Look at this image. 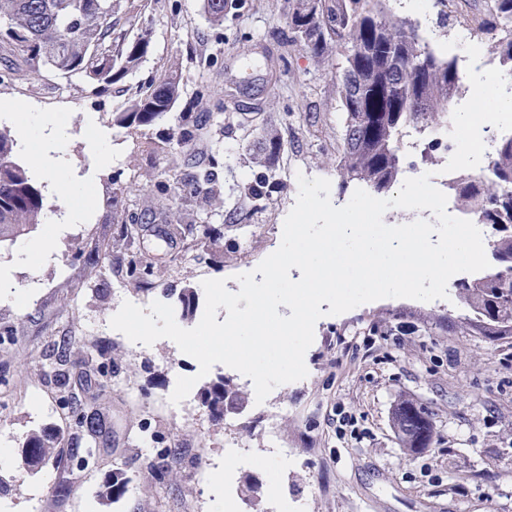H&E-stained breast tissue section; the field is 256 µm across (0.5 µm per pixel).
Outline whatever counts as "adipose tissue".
<instances>
[{"instance_id": "1", "label": "adipose tissue", "mask_w": 512, "mask_h": 512, "mask_svg": "<svg viewBox=\"0 0 512 512\" xmlns=\"http://www.w3.org/2000/svg\"><path fill=\"white\" fill-rule=\"evenodd\" d=\"M0 117L14 123L24 153L32 154L42 179L59 190L65 203L62 219L50 222L47 233L21 243L18 253L24 264L34 266L52 253L62 228L86 223L97 200L93 175L73 178L66 160L70 125L54 112H20L14 104L0 103Z\"/></svg>"}]
</instances>
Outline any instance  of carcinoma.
<instances>
[{
	"label": "carcinoma",
	"mask_w": 512,
	"mask_h": 512,
	"mask_svg": "<svg viewBox=\"0 0 512 512\" xmlns=\"http://www.w3.org/2000/svg\"><path fill=\"white\" fill-rule=\"evenodd\" d=\"M490 5L474 32L489 38L488 53L499 68L512 72V0H489ZM441 0L436 24L446 29L458 20ZM227 0H204L208 22L224 28ZM130 0H0V42L18 45L27 54L31 71L46 68L65 79L77 77L100 90L121 81L148 54L145 34L126 39L117 15L133 19ZM286 43H302L316 59L337 54L344 58L338 96L343 116V145L336 155L338 197L361 188L373 195L386 193L408 169L435 164L442 150L433 138L464 87L455 57L436 53L408 17L393 13L385 0H291ZM181 95L180 77L167 74L137 95L129 108L113 117V125L129 129L150 127L165 117ZM200 116L167 137L181 146L204 127ZM410 132L423 139L421 149L406 162L400 140ZM282 149L279 128L267 123L258 141L255 159L277 158ZM17 142L0 130V244L14 242L38 223L42 195L28 170L20 164ZM211 174L187 173L175 185L161 184L164 191L187 188L207 192ZM276 185L273 167L253 174L241 183V192L253 205L270 201ZM456 208L476 210L481 223L490 226L488 247L495 266L490 272L454 280L457 296L472 316L462 326L494 340L512 339V138L497 141L488 182L478 187L467 173L448 188ZM197 292L185 288L179 296L186 317L193 316ZM201 403L215 419L224 418V406L239 407L244 394L224 378L201 393ZM391 422L402 447L411 452L438 442L431 414L410 399L401 400ZM95 432L94 422L81 417L75 431L57 429L23 435L19 450L24 468L41 470L62 463L61 441H85ZM94 448L71 449L72 468L89 466ZM112 498L125 495L123 472L112 473L104 484Z\"/></svg>",
	"instance_id": "cac0c4a2"
}]
</instances>
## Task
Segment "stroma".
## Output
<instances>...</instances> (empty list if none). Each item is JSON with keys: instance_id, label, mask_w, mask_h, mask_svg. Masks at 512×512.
<instances>
[{"instance_id": "obj_1", "label": "stroma", "mask_w": 512, "mask_h": 512, "mask_svg": "<svg viewBox=\"0 0 512 512\" xmlns=\"http://www.w3.org/2000/svg\"><path fill=\"white\" fill-rule=\"evenodd\" d=\"M137 31L151 41L148 56L105 93L80 79L41 70L14 75L26 54L0 48V101L20 109L61 112L70 123L67 159L85 175L84 114H93L112 139V163L99 176V200L91 220L68 226L51 258L16 267L15 247L0 244V272L18 285L35 284L26 309L0 301V443L16 445L26 432L68 430L65 415L92 418L97 464L84 480L68 467L31 473L13 460L0 475L13 487L0 495L6 512H213L209 475L224 472V494L240 512H279L270 496L277 483L297 512H512V347L461 332L467 315L457 297L433 302L385 298L318 320L305 353L307 376L276 388L263 403L251 397V381L217 364L188 397L170 401L178 377L197 376V361L161 339L132 345L109 325L123 302L148 307L176 293L222 279L238 290L237 274L252 271L280 242L297 184L279 186L262 209L240 195L237 184L253 173L250 156L261 137L242 141L224 128L230 112L278 120L284 148L274 168L288 166L307 178L336 181L333 160L342 144L336 96L341 57L321 61L300 45H283L288 0H233L223 30L209 25L203 0H134ZM169 70L182 92L171 113L135 129L113 126L141 89ZM202 110L213 119L178 150L158 149L183 113ZM191 171H214V197L206 208L196 198L159 194L156 186L172 161ZM142 227L123 239L125 224ZM210 224L214 240L195 238L192 226ZM150 256L140 277L127 257ZM67 342L70 363L96 345L105 353L101 373L63 389L49 374L53 349ZM225 377L246 391L243 407L214 420L200 393ZM411 399L433 412L440 442L406 453L392 427L396 404ZM353 419L343 423V416ZM147 428L171 445L157 460L136 441ZM289 449L287 470L268 464ZM236 462L225 466L224 453ZM159 461L165 481L152 480L147 465ZM122 470L129 490L103 497L105 475ZM69 481L67 493L54 485Z\"/></svg>"}]
</instances>
